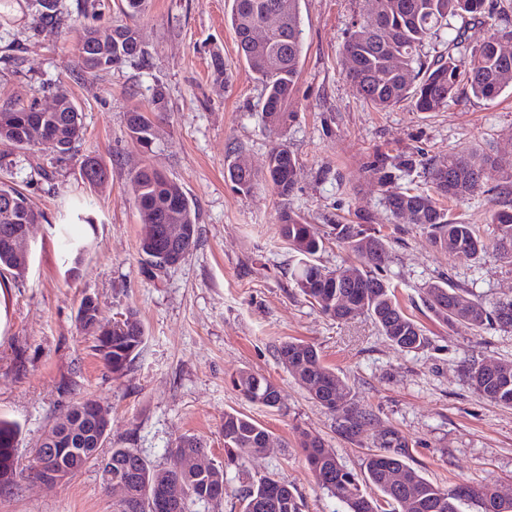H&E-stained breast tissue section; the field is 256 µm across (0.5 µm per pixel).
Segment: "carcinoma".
Segmentation results:
<instances>
[{
    "label": "carcinoma",
    "instance_id": "carcinoma-1",
    "mask_svg": "<svg viewBox=\"0 0 512 512\" xmlns=\"http://www.w3.org/2000/svg\"><path fill=\"white\" fill-rule=\"evenodd\" d=\"M40 20L58 23L56 0H37ZM372 20L354 22L343 47L345 73L357 93L377 110H387L410 100L420 112H437L444 108L458 88L468 87L476 98H494L512 89V60L505 61L493 52V42L512 39V30L496 29L478 45L464 54L442 55L430 62L422 60V48L435 37L453 17L480 19L484 0H369ZM275 11L279 23L267 24L268 14ZM230 25L236 38L238 54L264 88L262 107L269 128L285 126L292 115L286 111L300 70L303 43L299 0H232ZM95 29L86 26L78 37V64L87 73L96 74L118 67L144 53L133 25L113 29L112 45L92 46ZM397 55L399 65L388 67L384 60ZM0 141L18 149H29L33 131L45 129V143L59 156L69 154L83 136V126L76 106L68 94L57 95V108L43 112L37 105L10 107L0 111ZM127 131L147 150L152 149L155 125L151 115L134 109L127 117ZM413 167L405 158L392 164L386 158L376 159L370 172L384 185L393 179V170ZM89 185L101 186L107 179V168L100 160L89 158L84 164ZM237 191L250 192L255 173L233 161L229 168ZM297 163L288 149L277 146L268 155L267 180L275 192L286 197L297 181ZM434 193H413L409 189L385 197L386 207L395 223L400 213L412 215L410 223L424 229L432 243L451 255L477 259L493 248L502 264L512 267V206L494 208L489 223L494 226L492 243H487L476 224L451 217L440 200H461L474 195L490 180L512 182V173L498 170L491 156L474 148L448 152L428 168ZM134 203L143 224H168L173 215L183 216L184 236L169 244V251L178 255L191 252L198 240V213L187 193L162 171L147 164L129 177ZM11 201H0V227L9 226V233L0 232V270L21 277L26 261L8 241L9 235L35 231L43 216L35 211L27 197L15 187L0 186ZM332 235L360 264L357 275L350 280L336 271L318 264L325 249V239L295 213L280 217L279 237L299 256L293 270V281L300 292L320 313L336 320H350L366 315L399 350L413 352L427 343L421 326L402 310L394 288L379 271L387 262V235L362 224H335ZM426 302L435 317L448 324L482 328L496 324L512 327V300L499 301L488 307L467 288L448 283H432ZM77 322L93 337V351L104 367L116 376L128 371L145 342V329L137 313L129 311L123 319L106 326L99 306L80 304ZM278 359L292 377L304 387L311 398L337 414L338 429L349 438L364 432L370 424L369 414L344 395L342 405H335L336 391L347 389L345 381L321 360L317 349L309 344L288 341L278 348ZM466 376L473 388L486 399L512 406V369L486 371V366L471 363ZM233 387L247 401L267 408L280 403V390L269 379L241 372L232 380ZM96 401L85 398L70 404L48 428L51 434L45 447L54 451L56 462L66 464L85 448L94 447V440L106 443L108 436L99 429L94 415ZM19 426L0 419V472L8 471L0 489L19 480H29L36 467L19 466L14 441ZM227 463L242 462L264 448L270 433L249 416L238 411L224 412L222 424ZM308 465L317 484L345 507V512H462L461 506L472 504L478 512H497V491L488 484L459 485L444 489L409 466L408 443L388 429L376 437L377 451L369 454L364 476L345 468L332 449L316 436L301 433ZM173 459L168 469H156L131 448L112 447V476L126 485V499L117 503L115 512H156L155 493H161L165 508L161 512H192V504H209L224 495V466L208 471L198 469L196 460L205 448L193 436L182 437L173 448L166 449ZM406 472L408 487L396 483L394 475ZM298 492L276 475L253 482L242 497V512H302Z\"/></svg>",
    "mask_w": 512,
    "mask_h": 512
}]
</instances>
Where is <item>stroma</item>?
<instances>
[{
  "label": "stroma",
  "instance_id": "1",
  "mask_svg": "<svg viewBox=\"0 0 512 512\" xmlns=\"http://www.w3.org/2000/svg\"><path fill=\"white\" fill-rule=\"evenodd\" d=\"M231 0H149L135 17L121 0H57L60 27L42 24L33 0H12L0 19V109L51 106L58 91L76 105L84 135L69 159L56 161L46 145L27 150L0 145V183L22 191L43 212L23 277L0 273V418L16 422L20 466L34 463L45 431L72 402L97 400L110 412V443L137 449L154 466H170L165 451L193 435L209 460L224 464V497L194 512H241L254 480L276 474L302 497L303 512H339L320 490L298 445L297 430L321 437L338 461L363 473L379 432L393 429L409 443V464L442 487L486 483L512 494V407L477 393L464 369L471 361L512 364V329L473 331L438 320L423 304L429 283L448 280L483 302L512 300V269L494 251L470 260L436 249L413 224H393L388 193L431 190L432 160L475 147L500 171L512 172V91L492 99L459 88L438 112L404 101L385 111L363 101L342 70L353 22L366 20L367 0H300L303 60L287 109L293 117L269 131L263 89L237 53L227 20ZM137 26L144 57L92 75L76 64V28L100 34L119 24ZM512 28V0H486L484 23L455 18L429 40L431 60L446 53L457 32L467 45L488 27ZM223 60L215 71L213 55ZM165 90L152 152L126 131L132 109L151 106ZM286 146L298 165L297 182L279 196L264 178L274 146ZM413 155L411 171L380 185L368 170L378 154ZM241 156L257 174L250 194L236 191L227 165ZM101 158L107 182L89 190L85 160ZM151 163L196 204L199 241L184 262L150 272L139 251L144 226L129 175ZM512 202V183L489 181L481 192L448 209L453 217L486 226L495 202ZM300 215L326 237L319 262L333 270L353 264L328 234L335 224H368L389 235L382 275L404 310L424 328L428 344L398 351L369 317L337 321L321 314L295 288L297 263L278 235L283 211ZM89 248L77 272L64 262L66 237ZM105 320L135 310L145 343L125 375L104 368L78 329L84 298ZM301 341L346 382L350 397L371 416L348 438L336 416L321 407L283 367L278 347ZM247 371L281 391L279 407L245 400L231 380ZM236 410L265 427L272 446L240 465H225L221 425ZM96 466L59 486L21 481L0 492V512H114Z\"/></svg>",
  "mask_w": 512,
  "mask_h": 512
}]
</instances>
